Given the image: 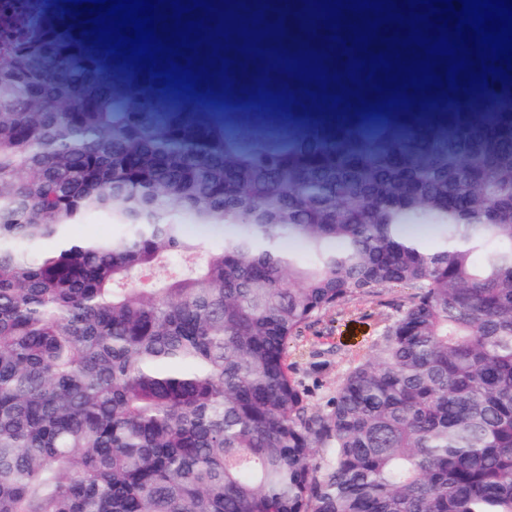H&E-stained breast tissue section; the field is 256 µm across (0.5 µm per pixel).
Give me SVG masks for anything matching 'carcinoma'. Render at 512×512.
Returning <instances> with one entry per match:
<instances>
[{
	"label": "carcinoma",
	"instance_id": "1",
	"mask_svg": "<svg viewBox=\"0 0 512 512\" xmlns=\"http://www.w3.org/2000/svg\"><path fill=\"white\" fill-rule=\"evenodd\" d=\"M57 3L0 13V512H512V80L421 92L412 133L275 138L195 107L222 59L256 113L392 97L346 26L333 70L313 4H242L263 56L218 13L228 37L175 59L206 72L172 111L116 90ZM474 96L506 109L461 125ZM93 219L120 238L71 236ZM382 290L401 309L315 409L291 342ZM184 231L186 235L197 239L207 248H217L224 245V228L185 224Z\"/></svg>",
	"mask_w": 512,
	"mask_h": 512
}]
</instances>
